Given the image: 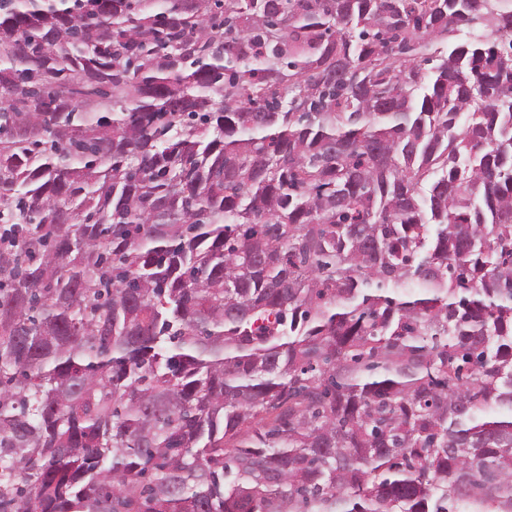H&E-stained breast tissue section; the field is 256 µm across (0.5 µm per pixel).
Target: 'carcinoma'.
Listing matches in <instances>:
<instances>
[{"instance_id":"1","label":"carcinoma","mask_w":512,"mask_h":512,"mask_svg":"<svg viewBox=\"0 0 512 512\" xmlns=\"http://www.w3.org/2000/svg\"><path fill=\"white\" fill-rule=\"evenodd\" d=\"M512 0H0V512H512Z\"/></svg>"}]
</instances>
